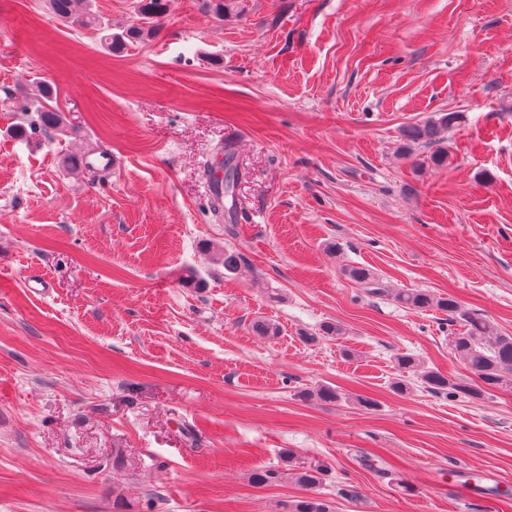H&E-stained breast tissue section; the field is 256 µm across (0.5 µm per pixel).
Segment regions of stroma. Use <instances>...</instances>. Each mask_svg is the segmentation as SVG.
Returning <instances> with one entry per match:
<instances>
[{
    "label": "stroma",
    "instance_id": "1",
    "mask_svg": "<svg viewBox=\"0 0 512 512\" xmlns=\"http://www.w3.org/2000/svg\"><path fill=\"white\" fill-rule=\"evenodd\" d=\"M43 83L66 134L19 139L0 108V512H287L307 493L512 512V386L394 391L401 352L468 371L443 313L346 273L512 335V0H174L116 54L45 0H0V88ZM451 112L438 147L401 155L404 127ZM103 151L104 170L65 161ZM228 151L231 223L205 189ZM320 384L342 400L303 398ZM285 450L326 480L254 487ZM346 272L369 295H384L388 292L379 277L368 267L351 266Z\"/></svg>",
    "mask_w": 512,
    "mask_h": 512
}]
</instances>
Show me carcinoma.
I'll use <instances>...</instances> for the list:
<instances>
[{
  "label": "carcinoma",
  "instance_id": "1",
  "mask_svg": "<svg viewBox=\"0 0 512 512\" xmlns=\"http://www.w3.org/2000/svg\"><path fill=\"white\" fill-rule=\"evenodd\" d=\"M48 4L52 13L63 22L98 26L99 31L103 32L104 46L111 53L124 49L128 40L155 34L171 9V0H137L136 11L141 24L123 34H107L105 28L99 26L93 11V0H48ZM52 101V89L48 86L42 87L39 96L23 106L26 119L15 126L14 135L29 140L50 130L66 132V117ZM458 119L459 115L455 113H445L437 119L408 126L402 132L403 149L410 152L414 146L439 142L441 132L450 129ZM239 178L238 168L230 163V158H225L224 195L233 192ZM205 248L214 252V259L224 266L225 271L233 273L239 268L242 261L239 253L229 249L221 250L209 244ZM347 274L369 295H383L388 292L379 277L366 266H352ZM394 300L410 309H436L448 315V325L453 327L449 341L470 376L450 378L437 370L424 367L417 357L408 353L395 355V363L400 371L417 373L428 391L451 398L479 400L492 388L512 385V336L498 333L489 320L463 308L456 300L436 296L427 290L399 291L394 295ZM304 397L330 403L342 399L339 392L324 384L307 390ZM327 472V466L319 462L309 466H296L293 464L292 455L288 453L283 458V465L254 470L251 482L260 487L289 475L300 486L311 489L324 480ZM289 512H329V507L319 498L306 496L296 500Z\"/></svg>",
  "mask_w": 512,
  "mask_h": 512
}]
</instances>
